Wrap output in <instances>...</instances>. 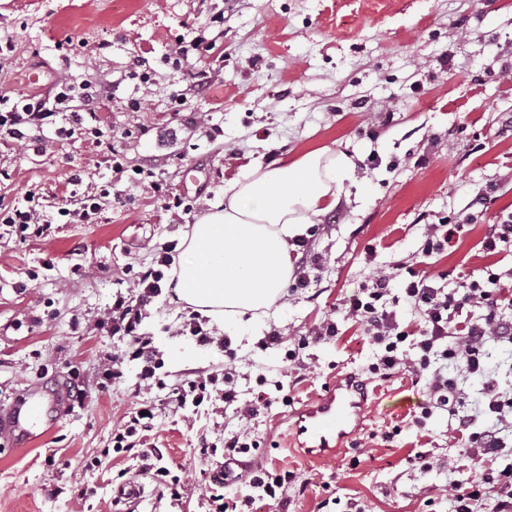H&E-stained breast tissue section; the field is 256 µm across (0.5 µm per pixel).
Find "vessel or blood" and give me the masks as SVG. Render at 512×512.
I'll list each match as a JSON object with an SVG mask.
<instances>
[{
    "label": "vessel or blood",
    "mask_w": 512,
    "mask_h": 512,
    "mask_svg": "<svg viewBox=\"0 0 512 512\" xmlns=\"http://www.w3.org/2000/svg\"><path fill=\"white\" fill-rule=\"evenodd\" d=\"M364 391L352 380L337 383L316 405L298 414L297 444L305 454H336L360 425ZM43 412L39 398H31L25 410L10 411L0 430L15 436H27Z\"/></svg>",
    "instance_id": "b4317fda"
}]
</instances>
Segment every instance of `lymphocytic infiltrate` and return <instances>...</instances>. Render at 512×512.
I'll list each match as a JSON object with an SVG mask.
<instances>
[{"mask_svg":"<svg viewBox=\"0 0 512 512\" xmlns=\"http://www.w3.org/2000/svg\"><path fill=\"white\" fill-rule=\"evenodd\" d=\"M112 99L111 85L84 79L62 80L50 91L18 98L9 110H0V132L9 138L23 140L31 131L43 128L53 118L62 121L59 134L87 135L94 138L101 153L110 160L115 176H123L125 166L112 146V129L105 125L101 110ZM71 190L66 191L53 205L44 209L38 194L30 192L21 206H0V225L9 227L23 241H41L51 233L58 219L69 224L87 223L108 203L111 185L84 184L81 175H72ZM172 243H164L151 264L139 272L134 291L129 295H116L111 307L96 322L97 329L121 336L126 341L124 356L105 355L100 360V373L108 380L122 378L125 359L138 361L139 381L146 387H162L157 371L160 360L143 321L145 311L153 299L162 292L165 270L171 267ZM409 278L402 296L391 295L389 278L375 276L363 288V295L354 299L347 315L358 318L366 326V333L379 353L368 367L372 377L386 379L405 370L424 376L427 381L428 400L417 418L424 425L433 413L458 398L461 389L458 379L480 374L485 376L483 387L486 413L494 415L495 425L480 424L478 415H458V429L465 432L464 455L470 469H484L481 482L451 480L453 512H512V465L497 471H486L485 466L502 455L506 443L502 431L512 428V392L501 391L496 379L488 377L486 358L493 344H512V314L504 312L506 288L499 274L491 272L480 278L464 280L458 287L446 289L438 286L425 270L408 267ZM407 302L421 318L418 331L401 328L394 308ZM455 367L458 378L448 377V367ZM239 401V392L231 374H208L183 380L168 392V403L174 410L196 411L227 406ZM156 417V406L143 403L129 419L112 434L114 451L141 448L147 464L143 475L169 491L171 498L180 495L181 479L167 467L155 466L151 449L142 448L141 435L151 430ZM291 472L277 473L258 467L247 471L244 484L251 495L231 497L212 491L209 512H252L255 500L281 506L285 501Z\"/></svg>","mask_w":512,"mask_h":512,"instance_id":"lymphocytic-infiltrate-1","label":"lymphocytic infiltrate"}]
</instances>
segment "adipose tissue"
I'll use <instances>...</instances> for the list:
<instances>
[{
	"label": "adipose tissue",
	"instance_id": "obj_1",
	"mask_svg": "<svg viewBox=\"0 0 512 512\" xmlns=\"http://www.w3.org/2000/svg\"><path fill=\"white\" fill-rule=\"evenodd\" d=\"M352 164L318 149L273 169H254L202 215L173 267L175 289L190 306L235 336L248 314L269 309L291 274L292 240L335 205Z\"/></svg>",
	"mask_w": 512,
	"mask_h": 512
}]
</instances>
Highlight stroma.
<instances>
[{
	"instance_id": "stroma-1",
	"label": "stroma",
	"mask_w": 512,
	"mask_h": 512,
	"mask_svg": "<svg viewBox=\"0 0 512 512\" xmlns=\"http://www.w3.org/2000/svg\"><path fill=\"white\" fill-rule=\"evenodd\" d=\"M199 35L213 44L197 65L207 89L182 114L170 93L187 74L171 55ZM0 40L14 45L0 92L33 94L67 77L111 83L102 118L116 149L135 163L160 159L152 179L130 170L115 182L90 142L58 138L50 125L46 152L0 151L4 204L30 190L53 201L75 173L111 182L113 196L93 223L53 225L45 242L0 236V415L34 389L46 400L74 384L86 390L66 419L38 422L30 438L0 433V512H206L224 458L201 454L199 440L228 430L252 443L256 461L295 474L287 505L260 502L257 512H348L353 499L366 512H450L447 467L467 478V460L449 412L417 427L427 387L412 374L367 383L361 425L335 457L298 452L295 413L374 362L361 322L339 321L324 342L311 336L371 275H389L400 294L429 225L462 227L431 268L448 287L488 265L512 284V256L493 265L480 246L487 224L512 212V0H0ZM100 42L101 54H89ZM141 56L145 82L130 76ZM315 149L344 153L353 173L307 233L320 262L304 283L241 335L207 321L208 344L177 335L192 311L179 295L160 296L144 320L168 385L232 370L255 415L172 413L160 390L140 387L129 359L120 381L100 384L101 354H121L125 342L95 322L160 244L181 243L235 179ZM157 184L166 198L155 197ZM480 191L489 210L469 205ZM274 333L281 345H266ZM291 349L302 381L288 403L276 385ZM141 399L158 405L144 441L181 477L180 500L148 481L138 501L123 494L120 474L136 471L139 452L113 451L112 428ZM413 450L430 452L431 469L404 470ZM74 485L89 497L72 496Z\"/></svg>"
}]
</instances>
